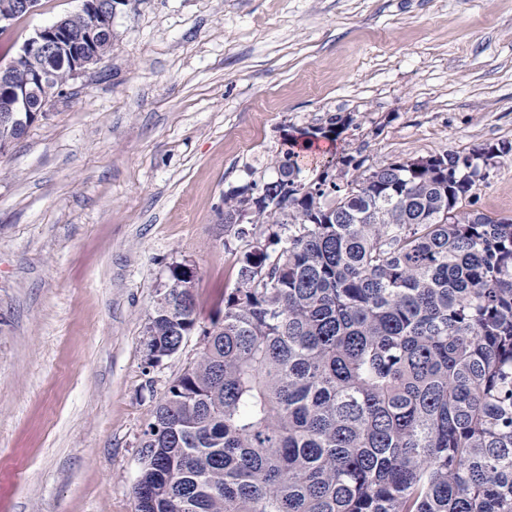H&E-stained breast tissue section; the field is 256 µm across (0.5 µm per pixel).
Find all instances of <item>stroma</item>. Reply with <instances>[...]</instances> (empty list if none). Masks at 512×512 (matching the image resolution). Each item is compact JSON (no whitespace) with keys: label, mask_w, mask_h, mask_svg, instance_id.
Segmentation results:
<instances>
[{"label":"stroma","mask_w":512,"mask_h":512,"mask_svg":"<svg viewBox=\"0 0 512 512\" xmlns=\"http://www.w3.org/2000/svg\"><path fill=\"white\" fill-rule=\"evenodd\" d=\"M80 5L40 0L0 60ZM309 138L307 177L512 145V0H118L110 52L0 155V512H135L142 432L200 351L148 366L158 290L196 267L210 326L246 247L225 194ZM486 172L476 208L512 218V153Z\"/></svg>","instance_id":"obj_1"}]
</instances>
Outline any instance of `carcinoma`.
Listing matches in <instances>:
<instances>
[{"mask_svg":"<svg viewBox=\"0 0 512 512\" xmlns=\"http://www.w3.org/2000/svg\"><path fill=\"white\" fill-rule=\"evenodd\" d=\"M499 147L366 168L317 195L275 161L222 319L142 440L136 512H512V220L454 210ZM157 295L147 364L195 309Z\"/></svg>","mask_w":512,"mask_h":512,"instance_id":"obj_1","label":"carcinoma"}]
</instances>
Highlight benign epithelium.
<instances>
[{
	"label": "benign epithelium",
	"instance_id": "1",
	"mask_svg": "<svg viewBox=\"0 0 512 512\" xmlns=\"http://www.w3.org/2000/svg\"><path fill=\"white\" fill-rule=\"evenodd\" d=\"M116 0H82L81 14L85 18L83 41L73 44L68 36V22L59 18L42 26L24 41L16 54L0 62V128L12 126L25 135L34 122L48 116L63 90L52 78L56 60L68 64L75 80L90 67L98 64L112 43V15ZM39 0H11L0 7V29L9 28L19 16L37 11ZM17 69L28 72L25 84L14 86L11 76Z\"/></svg>",
	"mask_w": 512,
	"mask_h": 512
}]
</instances>
